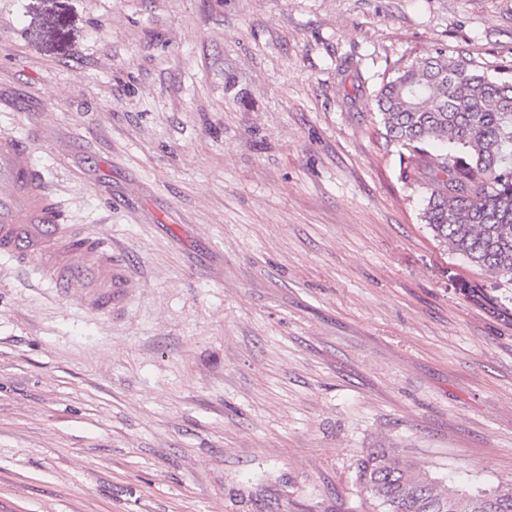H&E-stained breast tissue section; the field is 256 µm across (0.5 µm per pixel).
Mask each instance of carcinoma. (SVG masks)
I'll use <instances>...</instances> for the list:
<instances>
[{
    "mask_svg": "<svg viewBox=\"0 0 512 512\" xmlns=\"http://www.w3.org/2000/svg\"><path fill=\"white\" fill-rule=\"evenodd\" d=\"M377 106L386 136L427 170L421 220L434 240L512 284V81L439 51L399 70ZM356 481L372 512H512L511 484L461 489L383 448L363 452Z\"/></svg>",
    "mask_w": 512,
    "mask_h": 512,
    "instance_id": "1",
    "label": "carcinoma"
}]
</instances>
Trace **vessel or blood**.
Listing matches in <instances>:
<instances>
[{
	"mask_svg": "<svg viewBox=\"0 0 512 512\" xmlns=\"http://www.w3.org/2000/svg\"><path fill=\"white\" fill-rule=\"evenodd\" d=\"M59 204L39 169L31 146L19 137L0 136V256L20 265L39 264L64 292L89 289V307L112 303L120 277L112 273L111 241L68 229ZM84 248H75L77 239Z\"/></svg>",
	"mask_w": 512,
	"mask_h": 512,
	"instance_id": "obj_1",
	"label": "vessel or blood"
}]
</instances>
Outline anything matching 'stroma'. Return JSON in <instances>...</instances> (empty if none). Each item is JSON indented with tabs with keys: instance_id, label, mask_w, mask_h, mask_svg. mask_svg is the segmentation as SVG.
Wrapping results in <instances>:
<instances>
[{
	"instance_id": "1",
	"label": "stroma",
	"mask_w": 512,
	"mask_h": 512,
	"mask_svg": "<svg viewBox=\"0 0 512 512\" xmlns=\"http://www.w3.org/2000/svg\"><path fill=\"white\" fill-rule=\"evenodd\" d=\"M512 75V0H0V135L128 287L0 257V512H368L363 450L512 484V285L376 94Z\"/></svg>"
}]
</instances>
